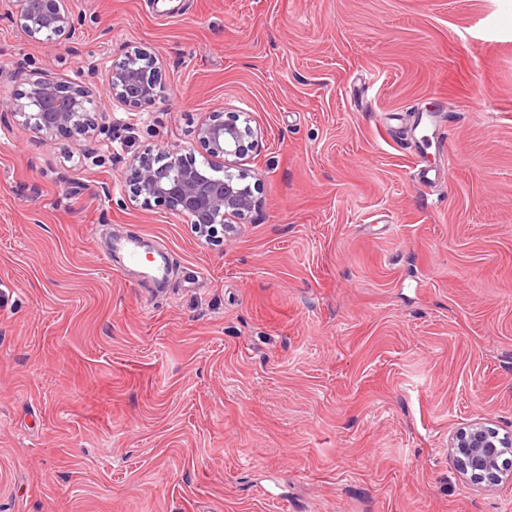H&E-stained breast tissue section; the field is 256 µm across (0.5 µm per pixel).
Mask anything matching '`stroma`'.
Masks as SVG:
<instances>
[{
  "mask_svg": "<svg viewBox=\"0 0 512 512\" xmlns=\"http://www.w3.org/2000/svg\"><path fill=\"white\" fill-rule=\"evenodd\" d=\"M69 6L53 44L0 7V95L47 70L112 114L0 116V512H512L447 451L512 436V0ZM137 47L167 86L143 112L99 89ZM215 112L262 133L220 248L123 199L134 153Z\"/></svg>",
  "mask_w": 512,
  "mask_h": 512,
  "instance_id": "35a3bbf8",
  "label": "stroma"
}]
</instances>
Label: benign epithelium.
Listing matches in <instances>:
<instances>
[{
	"mask_svg": "<svg viewBox=\"0 0 512 512\" xmlns=\"http://www.w3.org/2000/svg\"><path fill=\"white\" fill-rule=\"evenodd\" d=\"M16 23L27 38L53 43L64 34L72 36L83 18L68 8V0H18ZM103 90L114 103L145 111L166 93L161 67L154 53L137 48L125 53L106 71ZM92 91L79 80H63L48 72L38 73L29 89L19 96L0 98V112L23 117L25 130L51 138L109 135L110 115L93 112ZM196 139L205 151L207 164L197 162L190 148L156 149L148 146L128 161L125 193L145 206L154 203L190 224L207 244L224 246L234 231L233 222L254 210L258 199L233 169L259 149V134L248 120L224 118L216 112L201 122ZM224 169L215 176L210 169ZM512 437L500 435L488 421H474L456 431L448 441V459L468 482L486 487L512 480V460L505 458Z\"/></svg>",
	"mask_w": 512,
	"mask_h": 512,
	"instance_id": "1",
	"label": "benign epithelium"
}]
</instances>
